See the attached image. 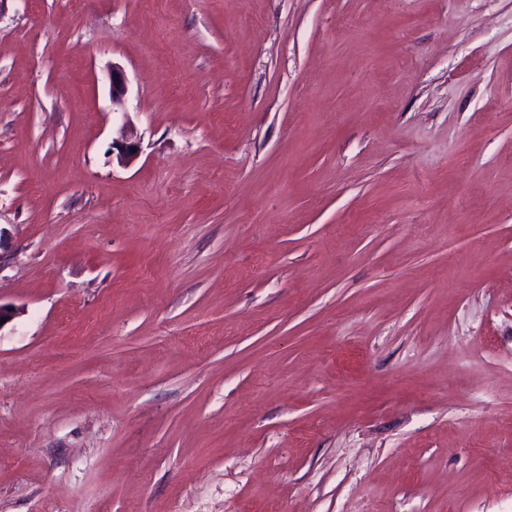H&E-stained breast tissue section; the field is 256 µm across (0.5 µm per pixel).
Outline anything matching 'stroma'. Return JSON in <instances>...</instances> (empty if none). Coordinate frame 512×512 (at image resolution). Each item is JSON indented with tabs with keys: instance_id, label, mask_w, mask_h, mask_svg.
<instances>
[{
	"instance_id": "obj_1",
	"label": "stroma",
	"mask_w": 512,
	"mask_h": 512,
	"mask_svg": "<svg viewBox=\"0 0 512 512\" xmlns=\"http://www.w3.org/2000/svg\"><path fill=\"white\" fill-rule=\"evenodd\" d=\"M0 228V512H512V0H0ZM112 111L121 112L128 91L127 80L123 70L118 66H112ZM124 114V112H121ZM125 127L126 126L123 125L121 128V140L112 141V155L114 154L113 151L116 150L117 158L121 163L129 162L135 158L141 149L139 140L134 138L132 134L125 129ZM132 148H136V152H132Z\"/></svg>"
}]
</instances>
